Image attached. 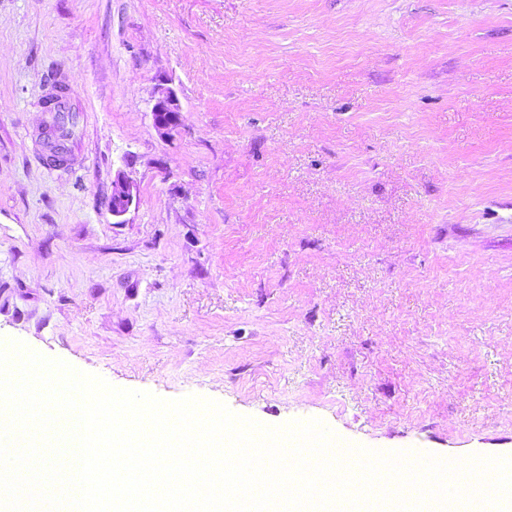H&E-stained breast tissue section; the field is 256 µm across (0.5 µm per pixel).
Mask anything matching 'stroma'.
Returning <instances> with one entry per match:
<instances>
[{
    "label": "stroma",
    "instance_id": "35a3bbf8",
    "mask_svg": "<svg viewBox=\"0 0 512 512\" xmlns=\"http://www.w3.org/2000/svg\"><path fill=\"white\" fill-rule=\"evenodd\" d=\"M13 340L266 426L512 456V0H0ZM151 115L155 129L160 136L172 138L182 124V107L175 94L169 88H161L154 98ZM77 124V113L76 112H69L65 113L61 116H56L53 128H55L59 135L56 137L54 141H47V143H44L45 146H49V151L51 154V157H57L56 154L59 153V150H66V146L64 142H60V139L65 141H69L71 137L74 135V127ZM51 127V128H52ZM136 197V187L120 171L112 182V194L109 200V210L112 213L113 223H125V216L129 213Z\"/></svg>",
    "mask_w": 512,
    "mask_h": 512
}]
</instances>
